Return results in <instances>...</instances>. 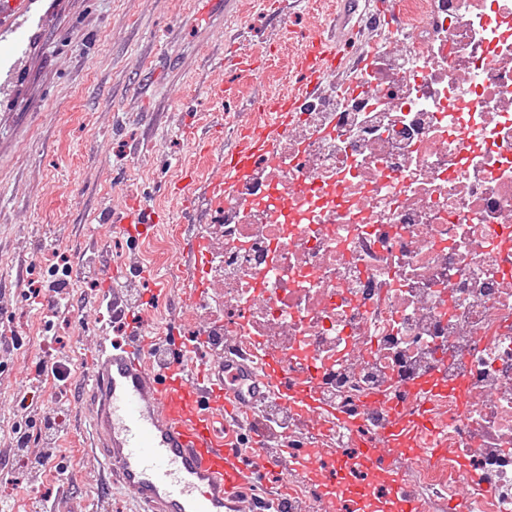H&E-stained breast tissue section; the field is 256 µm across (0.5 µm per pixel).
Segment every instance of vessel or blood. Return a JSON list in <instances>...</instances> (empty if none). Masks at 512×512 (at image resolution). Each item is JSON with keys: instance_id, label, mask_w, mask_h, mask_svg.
<instances>
[{"instance_id": "vessel-or-blood-1", "label": "vessel or blood", "mask_w": 512, "mask_h": 512, "mask_svg": "<svg viewBox=\"0 0 512 512\" xmlns=\"http://www.w3.org/2000/svg\"><path fill=\"white\" fill-rule=\"evenodd\" d=\"M20 17L8 36L0 39V74L9 73L14 61L24 55L39 24L28 0H0V19ZM335 56L324 38H317L296 71L297 89L266 99L258 124L225 144L222 125L208 132L187 129L186 138L204 144L217 159L225 176L196 186L189 181L172 185L181 205V221L194 223L201 201L222 199L232 185L249 175L267 158L278 136L287 134L288 122L303 111L308 100L322 96L323 85L335 70ZM114 229L139 240L161 223L158 212L135 205L113 213ZM144 290L129 306L108 299L131 325L126 336L106 340L94 353L89 390L93 448L98 451L114 485L139 506V512H230L241 489L279 476L283 485L269 497V512H286L293 493L287 485L289 470L329 492H344L362 500L365 490L349 473L353 465L378 464L399 512H421L417 498L408 494L399 472L390 461L398 456L424 454L404 428L387 422L382 438L366 444L357 460L343 449L325 451L308 443L288 447L287 430L275 429L259 419L270 401L290 413L300 414L313 405L296 381L289 379L283 359L269 354L256 359L235 352H219L215 329L194 336H154L147 328L149 304L162 294V280L155 270L137 267ZM250 425L251 451L242 453L235 438L243 425ZM282 448L270 455L264 450L270 439Z\"/></svg>"}]
</instances>
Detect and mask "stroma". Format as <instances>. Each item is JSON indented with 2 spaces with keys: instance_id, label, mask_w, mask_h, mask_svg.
<instances>
[{
  "instance_id": "obj_1",
  "label": "stroma",
  "mask_w": 512,
  "mask_h": 512,
  "mask_svg": "<svg viewBox=\"0 0 512 512\" xmlns=\"http://www.w3.org/2000/svg\"><path fill=\"white\" fill-rule=\"evenodd\" d=\"M399 0L365 8L363 0H244L218 22L237 53L255 57L263 84L225 67L202 29L209 16L197 0H39L42 28L18 62L17 77L0 86V512H136L119 487L106 484L90 446V425L78 413L89 358L102 335L122 337L95 300L104 289L72 276L55 317L31 304L30 289L46 287L52 264L96 267L78 245L99 240L113 260L166 273L171 298L183 292L192 266L181 254L189 234H207L213 218L179 221L164 183L193 171L197 182L223 170L193 148L182 128L208 130L230 113L233 143L258 118L261 98L296 86L293 62L318 33L335 39L333 80L347 78L366 54V23H383ZM282 6L284 22L272 20ZM164 212L168 223L140 242L111 231L108 219L130 201ZM70 370L66 382L37 377L49 357ZM57 418L47 433V411ZM28 442L17 458V430Z\"/></svg>"
}]
</instances>
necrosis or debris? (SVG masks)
I'll return each instance as SVG.
<instances>
[{"label": "necrosis or debris", "instance_id": "1", "mask_svg": "<svg viewBox=\"0 0 512 512\" xmlns=\"http://www.w3.org/2000/svg\"><path fill=\"white\" fill-rule=\"evenodd\" d=\"M369 48L216 203L220 333L360 418L333 441L350 451L380 437L381 398L409 396L389 379L438 374L418 437L444 452L406 487L512 512V0H404Z\"/></svg>", "mask_w": 512, "mask_h": 512}]
</instances>
